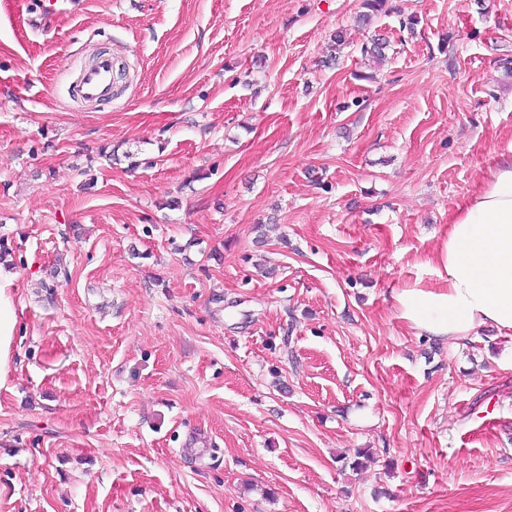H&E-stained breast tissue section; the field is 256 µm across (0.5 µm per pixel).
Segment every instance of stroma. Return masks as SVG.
I'll use <instances>...</instances> for the list:
<instances>
[{
    "mask_svg": "<svg viewBox=\"0 0 512 512\" xmlns=\"http://www.w3.org/2000/svg\"><path fill=\"white\" fill-rule=\"evenodd\" d=\"M43 3L0 0V512H512V335L392 295L512 154V0ZM113 78V64L111 60L100 58L90 68H86L80 77L81 91L84 96L92 100L111 94ZM6 263L0 262V371L7 362L17 325L16 313L8 289L14 287L16 274L6 266Z\"/></svg>",
    "mask_w": 512,
    "mask_h": 512,
    "instance_id": "stroma-1",
    "label": "stroma"
}]
</instances>
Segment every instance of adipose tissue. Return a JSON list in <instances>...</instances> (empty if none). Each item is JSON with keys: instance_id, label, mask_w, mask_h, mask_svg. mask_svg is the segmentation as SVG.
Listing matches in <instances>:
<instances>
[{"instance_id": "adipose-tissue-1", "label": "adipose tissue", "mask_w": 512, "mask_h": 512, "mask_svg": "<svg viewBox=\"0 0 512 512\" xmlns=\"http://www.w3.org/2000/svg\"><path fill=\"white\" fill-rule=\"evenodd\" d=\"M436 261L440 287L394 291L402 318L418 335L460 345L486 326L512 332V159L458 205ZM15 280L0 262V368L17 325L9 294Z\"/></svg>"}]
</instances>
